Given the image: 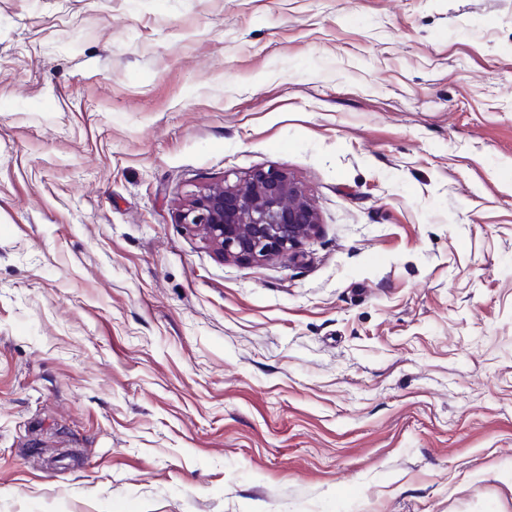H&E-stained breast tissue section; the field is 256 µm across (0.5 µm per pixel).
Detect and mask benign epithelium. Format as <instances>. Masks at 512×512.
Returning a JSON list of instances; mask_svg holds the SVG:
<instances>
[{
  "label": "benign epithelium",
  "mask_w": 512,
  "mask_h": 512,
  "mask_svg": "<svg viewBox=\"0 0 512 512\" xmlns=\"http://www.w3.org/2000/svg\"><path fill=\"white\" fill-rule=\"evenodd\" d=\"M177 222L221 257L258 263L296 251L317 232L320 219L307 191L288 173L257 169L191 194Z\"/></svg>",
  "instance_id": "1"
}]
</instances>
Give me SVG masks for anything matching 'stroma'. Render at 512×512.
<instances>
[{
  "mask_svg": "<svg viewBox=\"0 0 512 512\" xmlns=\"http://www.w3.org/2000/svg\"><path fill=\"white\" fill-rule=\"evenodd\" d=\"M0 512H512V0H0ZM177 222L221 257L258 263L295 252L317 232L320 219L307 191L287 172L257 169L191 194Z\"/></svg>",
  "mask_w": 512,
  "mask_h": 512,
  "instance_id": "35a3bbf8",
  "label": "stroma"
}]
</instances>
